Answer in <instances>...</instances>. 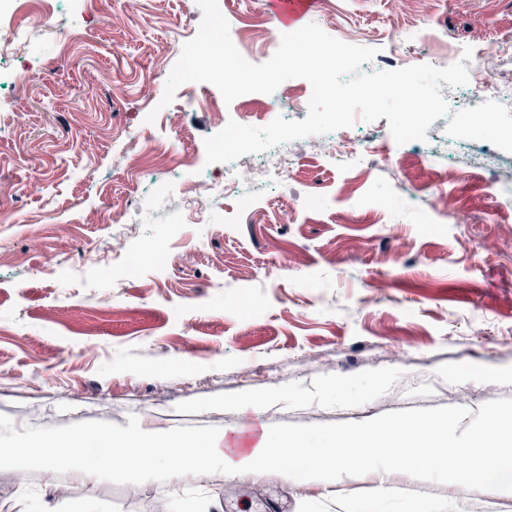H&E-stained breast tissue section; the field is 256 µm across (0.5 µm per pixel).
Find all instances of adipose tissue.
<instances>
[{
    "instance_id": "adipose-tissue-1",
    "label": "adipose tissue",
    "mask_w": 512,
    "mask_h": 512,
    "mask_svg": "<svg viewBox=\"0 0 512 512\" xmlns=\"http://www.w3.org/2000/svg\"><path fill=\"white\" fill-rule=\"evenodd\" d=\"M379 436L375 423L336 431L317 443L300 434L263 435L250 448L229 454L220 434L202 437L190 448L178 434L153 429L107 432L90 440L69 433L44 439L34 452L1 443L0 468L22 474L38 467L50 473L64 464L82 480L121 473L142 480L162 476L173 486L185 485L200 471L209 470L227 476L273 474L286 483L331 487L349 482L358 468L373 484H381L397 458L418 480L436 478L457 487L460 477L440 466L441 454L462 458L477 454L483 475L472 484V491L512 497V413L492 427L475 423L466 436L458 435L454 424L445 420L406 428L387 446L380 445Z\"/></svg>"
}]
</instances>
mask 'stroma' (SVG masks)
I'll return each instance as SVG.
<instances>
[{
    "instance_id": "35a3bbf8",
    "label": "stroma",
    "mask_w": 512,
    "mask_h": 512,
    "mask_svg": "<svg viewBox=\"0 0 512 512\" xmlns=\"http://www.w3.org/2000/svg\"><path fill=\"white\" fill-rule=\"evenodd\" d=\"M391 0H317L305 16L329 34L369 31L379 70L421 51L447 61L460 45L512 46V0H417L402 20L427 30L422 46L390 53ZM196 0H46L0 22L16 53L0 58V442L159 423L189 439L238 431L315 436L373 421L398 430L448 419L459 430L512 412V112L484 122L449 115L426 140L392 145L388 159L351 170L322 161L307 139L288 180L241 214L220 201L210 223L149 203L164 159L126 144L142 124L154 79L179 58L178 33L198 28ZM27 69L26 87L11 79ZM181 85L174 136L190 155L257 100L225 103L218 89L192 108ZM453 140L491 169L445 176L425 158ZM459 211L438 215V193ZM171 259L155 268L142 241ZM109 255L112 281L80 266ZM287 266H280L281 255ZM351 391L340 399L333 382ZM469 391L460 404L453 391ZM402 491H336L203 471L176 490L161 479L76 481L0 469V512H199L221 503L253 512L270 496L288 512H512V498L416 481Z\"/></svg>"
}]
</instances>
